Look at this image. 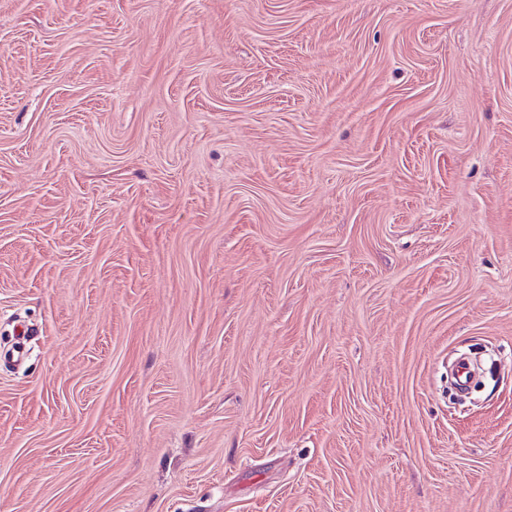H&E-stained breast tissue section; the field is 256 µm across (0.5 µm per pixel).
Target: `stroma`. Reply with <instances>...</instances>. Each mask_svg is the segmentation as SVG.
<instances>
[{"label": "stroma", "instance_id": "obj_1", "mask_svg": "<svg viewBox=\"0 0 512 512\" xmlns=\"http://www.w3.org/2000/svg\"><path fill=\"white\" fill-rule=\"evenodd\" d=\"M0 512H512V0H0Z\"/></svg>", "mask_w": 512, "mask_h": 512}]
</instances>
